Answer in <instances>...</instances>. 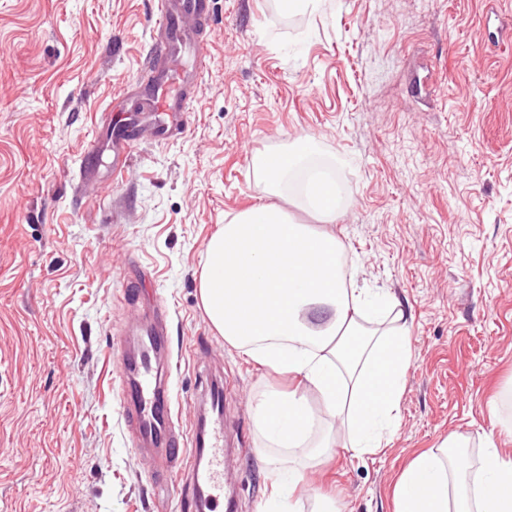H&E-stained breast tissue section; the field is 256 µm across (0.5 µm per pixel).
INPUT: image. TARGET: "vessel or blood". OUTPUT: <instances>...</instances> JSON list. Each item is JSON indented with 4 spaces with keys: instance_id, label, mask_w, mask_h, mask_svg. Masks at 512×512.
<instances>
[{
    "instance_id": "1",
    "label": "vessel or blood",
    "mask_w": 512,
    "mask_h": 512,
    "mask_svg": "<svg viewBox=\"0 0 512 512\" xmlns=\"http://www.w3.org/2000/svg\"><path fill=\"white\" fill-rule=\"evenodd\" d=\"M206 0H159V19L156 23L161 33L157 50L161 57L185 69L202 71L208 60L207 45L193 41L183 30V20L200 17L207 11ZM149 109L156 118L151 121L153 133L169 138L184 132L186 116L192 102L182 86L172 85L167 75L147 72ZM138 122L124 117L112 125V134L105 147L89 146L82 153L85 168H94L103 153H111L113 171H122L127 157L137 139L133 132ZM165 324L163 313H156L139 338L136 354L123 362L122 384L126 413L136 435L144 445L162 447L167 461H179L185 453L184 443L178 438L173 423L172 403L166 381V370L160 361L164 347ZM208 400L215 418L208 433V446L204 450L205 462L193 466L188 474V486L193 492L199 512H222L224 508V391L212 386Z\"/></svg>"
}]
</instances>
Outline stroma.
Returning a JSON list of instances; mask_svg holds the SVG:
<instances>
[{
    "label": "stroma",
    "mask_w": 512,
    "mask_h": 512,
    "mask_svg": "<svg viewBox=\"0 0 512 512\" xmlns=\"http://www.w3.org/2000/svg\"><path fill=\"white\" fill-rule=\"evenodd\" d=\"M211 60L181 135L140 142L86 186L81 151L147 96L158 0H0V512H197L182 474L125 421L122 341L166 313L176 430L224 388V493L260 512L282 453L251 404L294 382L241 355L199 299L205 246L271 202L256 156L314 144L338 165L345 269L388 289L412 362L398 429L371 455L333 446L293 501L395 512L394 489L449 433L477 470L493 416L512 417V0H210Z\"/></svg>",
    "instance_id": "obj_1"
}]
</instances>
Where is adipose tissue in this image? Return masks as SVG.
Wrapping results in <instances>:
<instances>
[{
	"instance_id": "ef3b65f1",
	"label": "adipose tissue",
	"mask_w": 512,
	"mask_h": 512,
	"mask_svg": "<svg viewBox=\"0 0 512 512\" xmlns=\"http://www.w3.org/2000/svg\"><path fill=\"white\" fill-rule=\"evenodd\" d=\"M312 149L305 139L260 155L272 193ZM336 196L335 180L321 170L309 172L298 190L299 203L328 225L343 215ZM343 249L334 233L295 222L273 204L236 214L206 244L199 293L214 329L245 356L301 378L295 391H270L255 401L268 446H314L313 397L345 429L355 454L377 452L397 430L410 339L406 328L381 333L375 326L387 311L399 321L406 314L387 290L346 279ZM364 316L374 328L361 324ZM504 435L512 437V420L484 434L471 479L450 454L465 445L455 435L418 455L396 485V512H512V457L497 446Z\"/></svg>"
}]
</instances>
